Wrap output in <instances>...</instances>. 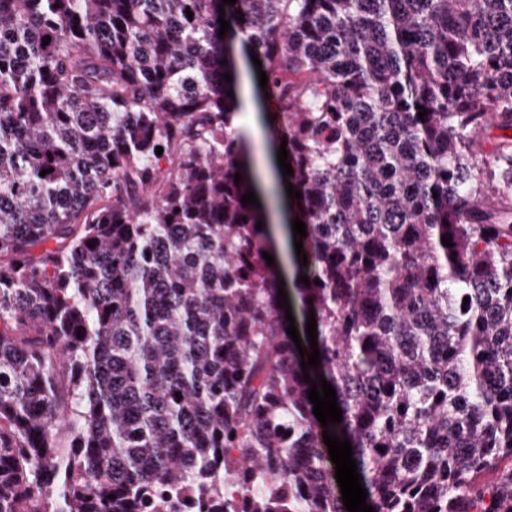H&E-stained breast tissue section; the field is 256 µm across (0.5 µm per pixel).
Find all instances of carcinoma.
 <instances>
[{"mask_svg":"<svg viewBox=\"0 0 512 512\" xmlns=\"http://www.w3.org/2000/svg\"><path fill=\"white\" fill-rule=\"evenodd\" d=\"M238 51L305 263L241 201ZM491 124L512 128V0H0V512H347L327 429L375 512H512V467L478 482L512 459ZM511 132V135H508ZM512 139V129L501 128L496 125L488 126L475 134V140L484 157L492 159L500 144Z\"/></svg>","mask_w":512,"mask_h":512,"instance_id":"obj_1","label":"carcinoma"}]
</instances>
